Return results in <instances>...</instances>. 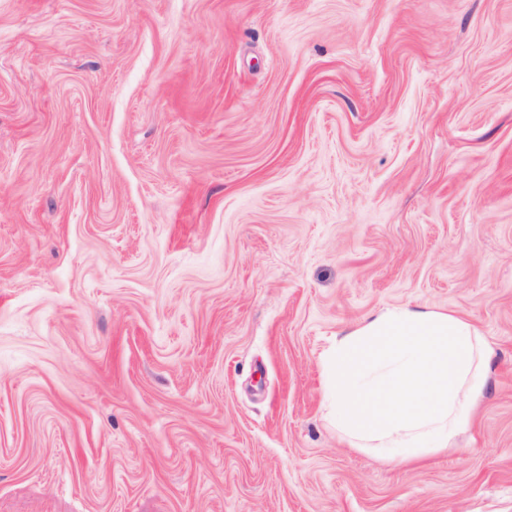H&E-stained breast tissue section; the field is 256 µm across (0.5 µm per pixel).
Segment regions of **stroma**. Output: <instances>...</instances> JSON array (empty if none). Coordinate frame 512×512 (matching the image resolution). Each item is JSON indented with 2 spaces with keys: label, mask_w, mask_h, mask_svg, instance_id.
Returning <instances> with one entry per match:
<instances>
[{
  "label": "stroma",
  "mask_w": 512,
  "mask_h": 512,
  "mask_svg": "<svg viewBox=\"0 0 512 512\" xmlns=\"http://www.w3.org/2000/svg\"><path fill=\"white\" fill-rule=\"evenodd\" d=\"M396 307L494 350L407 463L321 365ZM0 512H512V0H0Z\"/></svg>",
  "instance_id": "obj_1"
}]
</instances>
